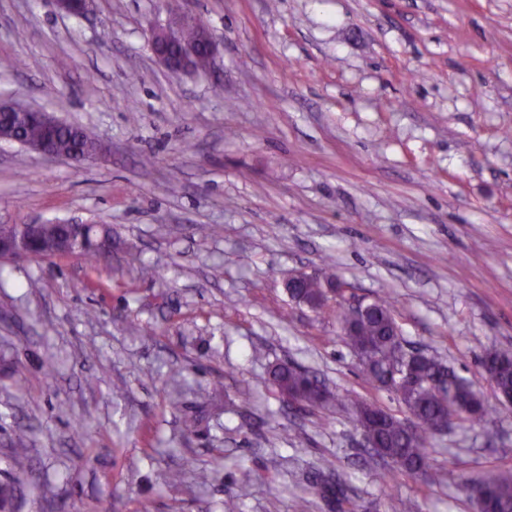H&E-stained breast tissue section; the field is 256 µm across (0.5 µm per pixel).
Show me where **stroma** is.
Listing matches in <instances>:
<instances>
[{
    "label": "stroma",
    "instance_id": "35a3bbf8",
    "mask_svg": "<svg viewBox=\"0 0 512 512\" xmlns=\"http://www.w3.org/2000/svg\"><path fill=\"white\" fill-rule=\"evenodd\" d=\"M178 5L218 45L209 73L152 54L170 0H94L81 18L0 0V60L22 62L0 69V103L107 147L77 164L0 142V224H106L116 242L94 269L0 263L14 512H224L230 498L237 512H337L309 481L326 459L355 512H477L468 483L512 471V409L481 367L512 349V0ZM326 256L349 293L386 299L410 345L472 383L495 439L453 423L421 476L372 458L352 401L400 418L404 405L366 386L335 307L284 288ZM284 362L341 403H283L270 371Z\"/></svg>",
    "mask_w": 512,
    "mask_h": 512
}]
</instances>
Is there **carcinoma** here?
I'll list each match as a JSON object with an SVG mask.
<instances>
[{
	"mask_svg": "<svg viewBox=\"0 0 512 512\" xmlns=\"http://www.w3.org/2000/svg\"><path fill=\"white\" fill-rule=\"evenodd\" d=\"M55 140L59 150L76 163L85 160L95 147V137L85 130L77 139L63 129L56 133ZM66 254L95 264L106 261L112 255V228L91 226L86 230L70 224H48L34 248L16 252L10 261ZM336 281V272L328 262L320 276L299 282L291 299L322 311L327 307L322 289ZM338 319L347 326L346 340L352 347L370 348L371 355L361 362L365 383L394 391L416 419L414 436L409 435L401 419L388 412L381 422L364 419L361 426L372 436L376 455L391 459L407 473L427 470L429 454L425 441L435 434L439 423L451 411L465 421L484 424L489 434L494 432V427L486 423V411L468 382L431 355L399 349L401 331L386 301L363 303L355 315L343 309ZM315 383L316 379L308 371L288 363L279 364L272 371L274 390L285 402L290 396H300L308 407H324L335 400L333 392ZM312 485L339 506L347 501L345 488L333 479V465L328 460L322 462L321 472L314 476ZM469 491L480 512H512V476L497 468L485 471L470 485Z\"/></svg>",
	"mask_w": 512,
	"mask_h": 512,
	"instance_id": "carcinoma-1",
	"label": "carcinoma"
}]
</instances>
